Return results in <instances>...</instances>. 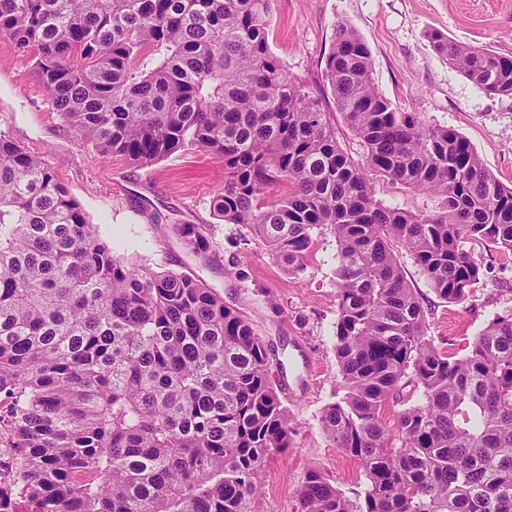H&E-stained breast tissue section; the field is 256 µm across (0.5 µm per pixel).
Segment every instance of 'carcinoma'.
<instances>
[{
  "label": "carcinoma",
  "mask_w": 512,
  "mask_h": 512,
  "mask_svg": "<svg viewBox=\"0 0 512 512\" xmlns=\"http://www.w3.org/2000/svg\"><path fill=\"white\" fill-rule=\"evenodd\" d=\"M271 11L272 0H0V38L31 54L54 109L98 154L144 167L203 150L223 163L210 207L255 226L288 274L304 271L313 230L333 229L345 394L320 423L368 483L357 502L312 470L302 512H512V314L467 356L440 350L394 251L441 298L466 300L482 271L465 244L512 251V187L458 131L379 92L370 48L342 24L325 77L364 149L356 164L271 53ZM430 40L479 88L512 96V57ZM372 175L441 207H388ZM175 231L209 248L199 225ZM269 367L219 294L117 258L51 168L0 136V458L15 473L0 512L16 498L34 512H257L265 461L291 432ZM410 385L422 402L388 426L385 405Z\"/></svg>",
  "instance_id": "1"
}]
</instances>
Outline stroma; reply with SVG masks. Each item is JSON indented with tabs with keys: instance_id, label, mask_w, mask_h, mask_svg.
<instances>
[{
	"instance_id": "1",
	"label": "stroma",
	"mask_w": 512,
	"mask_h": 512,
	"mask_svg": "<svg viewBox=\"0 0 512 512\" xmlns=\"http://www.w3.org/2000/svg\"><path fill=\"white\" fill-rule=\"evenodd\" d=\"M355 29L371 50L375 86L429 126L458 130L484 167L512 185V96L485 93L432 47L430 32L512 56V0H275L269 44L289 73L322 102L341 148L355 161L363 150L336 111L324 76L338 25ZM0 135L40 156L80 203L99 238L134 266L188 274L240 311L266 344L270 379L292 418L288 447L266 460L258 512H301L297 491L309 471L346 495L366 484L363 469L323 433V408L342 398L336 366V238L329 226L313 232L307 268L286 275L253 225L227 224L210 201L224 185V167L206 152H177L146 167L98 155L55 112L32 74V61L0 39ZM385 205L432 212L434 196L373 177ZM177 224H197L210 247L193 253ZM467 249L485 272L470 296L440 298L409 256L400 262L424 307L435 345L462 357L499 315L512 313V252L485 243Z\"/></svg>"
}]
</instances>
